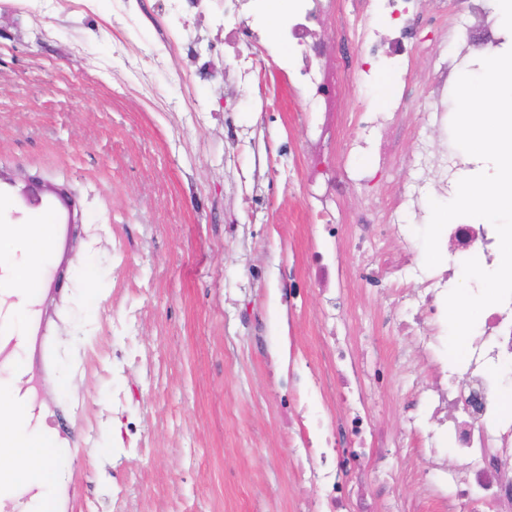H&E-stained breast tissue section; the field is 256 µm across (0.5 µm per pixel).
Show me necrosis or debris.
<instances>
[{
    "instance_id": "4bbe7bcc",
    "label": "necrosis or debris",
    "mask_w": 512,
    "mask_h": 512,
    "mask_svg": "<svg viewBox=\"0 0 512 512\" xmlns=\"http://www.w3.org/2000/svg\"><path fill=\"white\" fill-rule=\"evenodd\" d=\"M419 0H211V9L218 28L224 31V43L231 47L226 67L240 80L253 82L259 74L261 61L247 52V45L263 44L267 54L280 57L283 71L292 82L291 95L308 115L311 134L332 135L338 113L353 109L362 114L359 124L364 137H353V146L376 149L379 164H386L398 143L393 114L400 111L401 98H393L389 111L372 114L365 100L346 102L344 87L349 81L369 84L373 68L388 70L395 84L408 86L409 71L405 67L419 49L418 33L436 19L418 10ZM360 20L350 53H337L321 40L324 25L344 13ZM451 70L440 63L433 74L431 93L420 106V125L428 131L451 138L452 114L445 102ZM411 167L422 175L411 185L399 188L387 200L385 210L396 223L398 235H406V225L399 219L404 212L417 209L428 184L440 190L456 192L452 179L461 157L455 149L433 153L428 144H420L417 155L409 158ZM305 179L309 186V213L322 221L328 237H335L330 222L329 205L336 197V177L331 161L321 152L311 153ZM376 212L367 209L357 213L355 226L359 235L355 247L361 252H375L374 263L364 265L363 280L376 283L396 295L399 317L383 321L382 329L398 335L416 337L419 346L430 353L445 351L448 338L446 310L440 304L454 273L452 270L426 268L404 256L377 250L373 241ZM441 241L452 243L464 258H483L488 269H496L501 260L499 239L490 224H449L443 229ZM482 332L469 337L467 354L458 368L471 376L469 390L450 389L446 382L424 383L414 378V393L403 409L405 430H413L415 419L427 414L432 423L423 440H407L405 455H414L421 446L436 447L453 443L457 459L466 461L465 473L439 469L431 485L434 496H444L449 487L468 500L505 497L494 460V449L503 447L512 438V415L497 410L499 373L503 364H512V302L487 307L480 314ZM342 368L337 373L346 392V409L339 428H327L318 447H305L297 463L300 482L322 487L324 495L307 502V512H351V491L339 480L344 461L332 457L337 430L347 431L358 449L369 444L385 447L382 437L368 435L362 413L367 395L358 370H344L348 354L343 348H331Z\"/></svg>"
}]
</instances>
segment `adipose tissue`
<instances>
[{
  "mask_svg": "<svg viewBox=\"0 0 512 512\" xmlns=\"http://www.w3.org/2000/svg\"><path fill=\"white\" fill-rule=\"evenodd\" d=\"M57 227L53 224H17L0 212V250L21 252L22 260H6L0 273V288L18 292L29 290L36 281V269L51 258ZM18 386L0 387V487L41 470L43 461L55 452L54 435L43 429L27 430L18 400Z\"/></svg>",
  "mask_w": 512,
  "mask_h": 512,
  "instance_id": "obj_1",
  "label": "adipose tissue"
}]
</instances>
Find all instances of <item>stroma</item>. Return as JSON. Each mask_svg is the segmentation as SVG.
Returning a JSON list of instances; mask_svg holds the SVG:
<instances>
[{
  "instance_id": "1",
  "label": "stroma",
  "mask_w": 512,
  "mask_h": 512,
  "mask_svg": "<svg viewBox=\"0 0 512 512\" xmlns=\"http://www.w3.org/2000/svg\"><path fill=\"white\" fill-rule=\"evenodd\" d=\"M465 16L425 30L389 166L351 149L353 113L329 145L340 235L326 283L306 270L320 241L302 181L304 113L266 61L259 85L224 75V35L197 14L194 50L167 43L162 0H0V208L16 223L57 224L55 259L22 295L0 292V321L23 307L48 342L0 329V379L39 370L32 429L55 433L49 466L75 486L72 512H302L311 489L280 413L282 351L329 378L321 311L339 298L338 332L385 383L367 411L374 432L401 426L406 373L439 369L408 336L378 322L397 301L362 282L357 213L411 172L419 102L435 58H448ZM284 101L264 112L261 101ZM34 186L41 204L23 196ZM96 270L95 307L86 268ZM363 512L426 497L423 456L386 455Z\"/></svg>"
}]
</instances>
